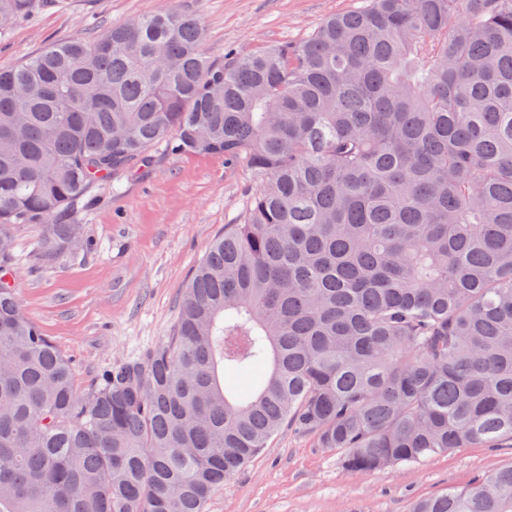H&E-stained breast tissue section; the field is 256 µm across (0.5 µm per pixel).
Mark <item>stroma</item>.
I'll return each instance as SVG.
<instances>
[{"mask_svg": "<svg viewBox=\"0 0 512 512\" xmlns=\"http://www.w3.org/2000/svg\"><path fill=\"white\" fill-rule=\"evenodd\" d=\"M361 0H171L197 16L216 62L306 40L326 17ZM159 0H45L0 32V69L46 45L91 38L155 9ZM258 183L223 156L159 147L144 172L101 185L80 215L84 244L50 261L35 255V224L15 234V281L25 316L71 361L85 391L168 336L182 292L210 242L240 223ZM339 452L282 429L211 495L206 512H409L413 501L512 466V448H458L371 472L343 469Z\"/></svg>", "mask_w": 512, "mask_h": 512, "instance_id": "1", "label": "stroma"}]
</instances>
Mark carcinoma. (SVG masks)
Segmentation results:
<instances>
[{"mask_svg":"<svg viewBox=\"0 0 512 512\" xmlns=\"http://www.w3.org/2000/svg\"><path fill=\"white\" fill-rule=\"evenodd\" d=\"M203 41L162 5L0 72V512H204L285 426L352 471L512 448V0H364L226 65ZM160 145L260 186L171 335L81 392L15 233L72 250ZM412 512H512V466Z\"/></svg>","mask_w":512,"mask_h":512,"instance_id":"obj_1","label":"carcinoma"}]
</instances>
